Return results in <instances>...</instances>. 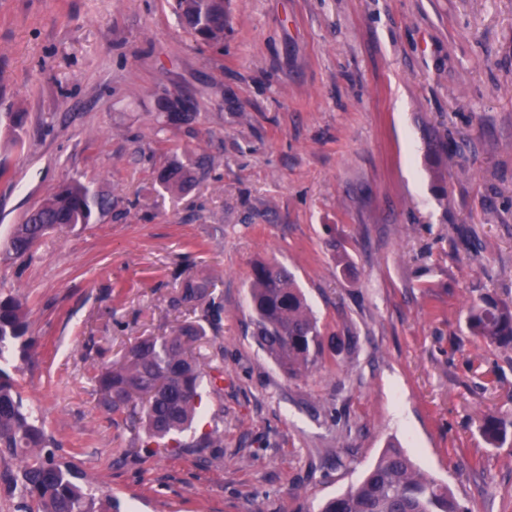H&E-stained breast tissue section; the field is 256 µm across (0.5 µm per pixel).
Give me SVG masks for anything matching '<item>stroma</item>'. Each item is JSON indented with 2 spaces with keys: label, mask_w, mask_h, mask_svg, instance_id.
<instances>
[{
  "label": "stroma",
  "mask_w": 512,
  "mask_h": 512,
  "mask_svg": "<svg viewBox=\"0 0 512 512\" xmlns=\"http://www.w3.org/2000/svg\"><path fill=\"white\" fill-rule=\"evenodd\" d=\"M224 50L197 47L174 0H0V240L73 180L112 214L0 256L28 330L10 373L56 455L119 512H319L395 443L470 512H512V347L466 327L512 305V0H226ZM172 91L194 118L167 123ZM210 158L191 190L155 182L158 138ZM290 270L325 338L291 378L251 336L253 265ZM206 276L224 391L201 430L224 462L135 455L94 377ZM481 432L485 440L496 448H501L508 440L512 445V418L502 415L486 419Z\"/></svg>",
  "instance_id": "obj_1"
}]
</instances>
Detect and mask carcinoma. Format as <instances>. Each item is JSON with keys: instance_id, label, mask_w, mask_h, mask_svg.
I'll return each instance as SVG.
<instances>
[{"instance_id": "cac0c4a2", "label": "carcinoma", "mask_w": 512, "mask_h": 512, "mask_svg": "<svg viewBox=\"0 0 512 512\" xmlns=\"http://www.w3.org/2000/svg\"><path fill=\"white\" fill-rule=\"evenodd\" d=\"M182 28L210 49L224 47V0H175ZM209 159L173 160L157 175L166 191L183 192L196 180ZM113 197L72 181L14 225L3 244L9 258L30 261L39 242L58 227L85 226L109 215ZM253 311L252 336L290 378L318 369L324 358V336L317 318L293 276L282 266L257 263L249 284ZM212 301V282L188 278L179 289L177 304L194 308ZM470 335L490 344L512 345V308L486 296L469 309ZM27 331L20 300L0 299V455L21 463L16 477L25 512H112V499L95 498L76 476L55 459L52 441L23 405L8 372L5 354ZM207 336L199 321L181 324L168 336H142L124 357L95 375L103 406L142 429L147 440L140 450L149 456L173 448L218 465L224 460V431L219 427L190 443L178 436L192 429L199 415L200 389L223 391L224 367L202 361L196 346ZM485 440L496 448L512 441V417L495 416L483 422ZM321 512H469L447 484L420 471L405 453L390 444L364 477L344 493L327 499Z\"/></svg>"}]
</instances>
